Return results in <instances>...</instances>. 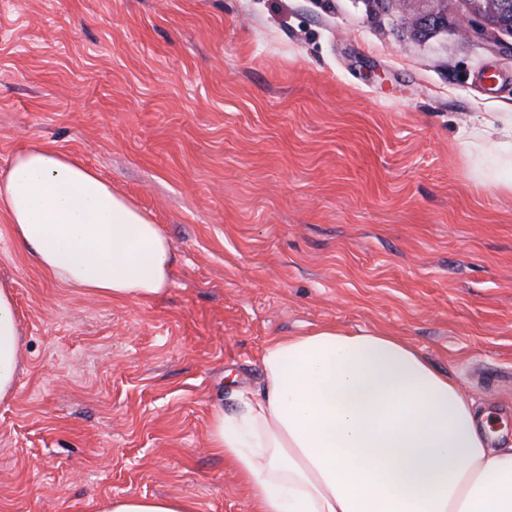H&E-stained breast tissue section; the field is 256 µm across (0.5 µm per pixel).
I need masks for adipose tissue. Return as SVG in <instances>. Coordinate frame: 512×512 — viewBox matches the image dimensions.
I'll return each mask as SVG.
<instances>
[{
  "label": "adipose tissue",
  "instance_id": "adipose-tissue-1",
  "mask_svg": "<svg viewBox=\"0 0 512 512\" xmlns=\"http://www.w3.org/2000/svg\"><path fill=\"white\" fill-rule=\"evenodd\" d=\"M480 147L512 190V120ZM0 216L52 279L96 298L163 295L175 254L161 225L75 156L31 141L0 174ZM22 329L0 286V400L16 387ZM265 381L216 410L209 443L238 471L253 512H512V447L456 383L382 327L329 324L270 337ZM101 512H197L178 497L125 495Z\"/></svg>",
  "mask_w": 512,
  "mask_h": 512
}]
</instances>
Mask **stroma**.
<instances>
[{"mask_svg":"<svg viewBox=\"0 0 512 512\" xmlns=\"http://www.w3.org/2000/svg\"><path fill=\"white\" fill-rule=\"evenodd\" d=\"M510 113L512 50L366 0H0V172L54 142L176 254L157 299L90 298L0 217V512H251L210 414L263 385L268 337L328 324L405 338L512 445V191L470 144ZM23 332L13 295L0 286V401L15 392ZM101 512H197L193 501L178 497L125 495L106 501Z\"/></svg>","mask_w":512,"mask_h":512,"instance_id":"35a3bbf8","label":"stroma"}]
</instances>
